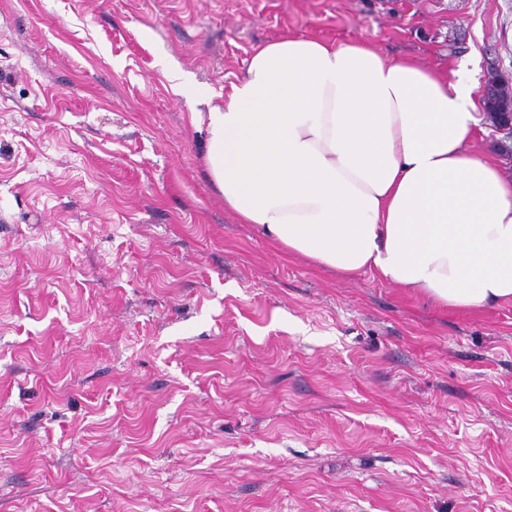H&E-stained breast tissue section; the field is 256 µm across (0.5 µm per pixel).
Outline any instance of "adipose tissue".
<instances>
[{
	"label": "adipose tissue",
	"mask_w": 512,
	"mask_h": 512,
	"mask_svg": "<svg viewBox=\"0 0 512 512\" xmlns=\"http://www.w3.org/2000/svg\"><path fill=\"white\" fill-rule=\"evenodd\" d=\"M477 74L284 33L199 119L225 206L281 251L471 309L512 303V180L468 144Z\"/></svg>",
	"instance_id": "ef3b65f1"
}]
</instances>
